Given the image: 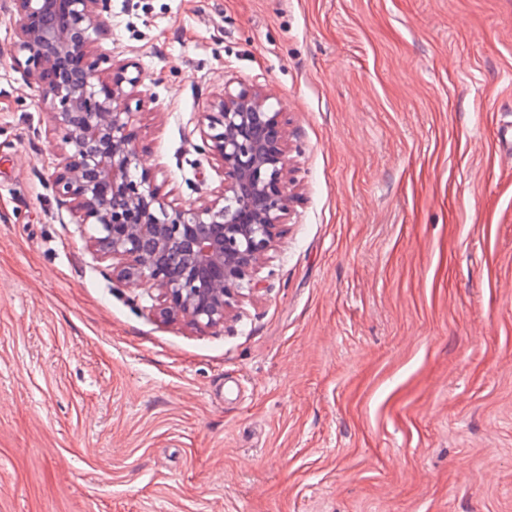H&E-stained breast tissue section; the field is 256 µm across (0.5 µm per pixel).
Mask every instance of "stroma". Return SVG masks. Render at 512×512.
Masks as SVG:
<instances>
[{
  "mask_svg": "<svg viewBox=\"0 0 512 512\" xmlns=\"http://www.w3.org/2000/svg\"><path fill=\"white\" fill-rule=\"evenodd\" d=\"M142 163L223 180L224 87L283 112L296 192L223 327L155 317L53 182L0 0V512H512V0H107Z\"/></svg>",
  "mask_w": 512,
  "mask_h": 512,
  "instance_id": "stroma-1",
  "label": "stroma"
}]
</instances>
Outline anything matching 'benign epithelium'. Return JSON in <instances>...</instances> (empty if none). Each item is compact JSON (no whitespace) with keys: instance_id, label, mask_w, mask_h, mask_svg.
<instances>
[{"instance_id":"1","label":"benign epithelium","mask_w":512,"mask_h":512,"mask_svg":"<svg viewBox=\"0 0 512 512\" xmlns=\"http://www.w3.org/2000/svg\"><path fill=\"white\" fill-rule=\"evenodd\" d=\"M8 54L41 89V110L61 133L54 172L60 204L93 226L88 246L112 261V278L156 292L165 322L217 329L287 234L293 194L288 134L261 86L224 88L202 129L203 150L224 180L206 198L173 203L139 171L131 92L139 76L119 65L104 79L94 56L105 35V0H11Z\"/></svg>"}]
</instances>
